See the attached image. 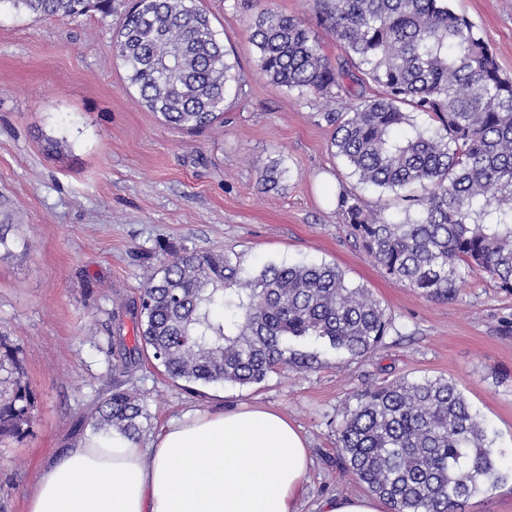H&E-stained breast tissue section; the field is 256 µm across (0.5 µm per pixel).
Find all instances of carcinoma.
I'll list each match as a JSON object with an SVG mask.
<instances>
[{"label":"carcinoma","instance_id":"1","mask_svg":"<svg viewBox=\"0 0 512 512\" xmlns=\"http://www.w3.org/2000/svg\"><path fill=\"white\" fill-rule=\"evenodd\" d=\"M317 23L344 48L333 63L306 24L269 7L246 31L273 83L334 103L316 113L334 127L331 145L359 183L403 191L404 214L386 218L355 195L338 205L351 237L402 285L451 300L473 272L512 292V77L448 0H313ZM111 0H0L36 18L70 20ZM114 57L141 103L168 126L198 132L223 118L237 82L209 16L195 0H135L113 33ZM381 88L368 97L365 80ZM407 105L431 126L405 139ZM158 277L134 311V345L112 365V385L92 416L97 433L135 440L147 418L127 388L152 357L191 385L258 384L281 364L314 368L303 340L339 354L373 353L394 322L367 289L334 265L269 264L243 279L212 251L159 248ZM0 436L31 433L36 395L19 359L0 338ZM345 466L390 512H460L472 498L512 478L478 413L444 378L398 379L351 395L337 429Z\"/></svg>","mask_w":512,"mask_h":512}]
</instances>
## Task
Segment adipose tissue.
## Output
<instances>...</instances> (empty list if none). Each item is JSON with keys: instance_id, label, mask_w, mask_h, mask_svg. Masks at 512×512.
I'll use <instances>...</instances> for the list:
<instances>
[{"instance_id": "adipose-tissue-1", "label": "adipose tissue", "mask_w": 512, "mask_h": 512, "mask_svg": "<svg viewBox=\"0 0 512 512\" xmlns=\"http://www.w3.org/2000/svg\"><path fill=\"white\" fill-rule=\"evenodd\" d=\"M306 440L278 411L191 410L147 445L86 437L44 468L27 512H297Z\"/></svg>"}]
</instances>
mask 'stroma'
Returning <instances> with one entry per match:
<instances>
[{
    "label": "stroma",
    "instance_id": "stroma-1",
    "mask_svg": "<svg viewBox=\"0 0 512 512\" xmlns=\"http://www.w3.org/2000/svg\"><path fill=\"white\" fill-rule=\"evenodd\" d=\"M219 32L239 83L224 119L202 133L164 125L114 60L112 34L131 0L108 14L42 21L0 10V335L36 392L32 432L0 439V512H26L42 469L80 439L112 380V336L136 334L129 315L156 275L160 245L224 253L243 275L269 263L325 262L368 288L395 322L368 358L315 343L313 370L284 365L264 381L187 391L151 355L131 384L147 403L148 443L190 409L259 404L307 439L311 460L298 512L366 494L338 462L336 430L356 391L398 378L445 377L485 420L512 468V293L486 274L437 301L388 279L351 238L337 199L352 193L388 215L403 201L360 184L331 146L322 105L271 83L245 24L271 7L312 20V0H198ZM512 76V0H451ZM61 141L45 149L47 138ZM278 164V184L259 173Z\"/></svg>",
    "mask_w": 512,
    "mask_h": 512
}]
</instances>
